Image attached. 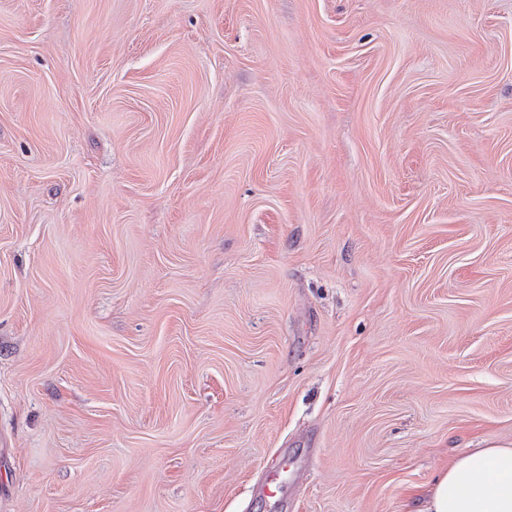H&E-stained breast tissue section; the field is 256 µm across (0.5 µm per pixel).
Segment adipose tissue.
Wrapping results in <instances>:
<instances>
[{
  "label": "adipose tissue",
  "instance_id": "adipose-tissue-1",
  "mask_svg": "<svg viewBox=\"0 0 512 512\" xmlns=\"http://www.w3.org/2000/svg\"><path fill=\"white\" fill-rule=\"evenodd\" d=\"M413 512H512V447L465 449L416 494Z\"/></svg>",
  "mask_w": 512,
  "mask_h": 512
}]
</instances>
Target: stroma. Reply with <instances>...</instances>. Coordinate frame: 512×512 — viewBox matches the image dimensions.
<instances>
[{
	"instance_id": "1",
	"label": "stroma",
	"mask_w": 512,
	"mask_h": 512,
	"mask_svg": "<svg viewBox=\"0 0 512 512\" xmlns=\"http://www.w3.org/2000/svg\"><path fill=\"white\" fill-rule=\"evenodd\" d=\"M492 444L512 0H0V512H409Z\"/></svg>"
}]
</instances>
